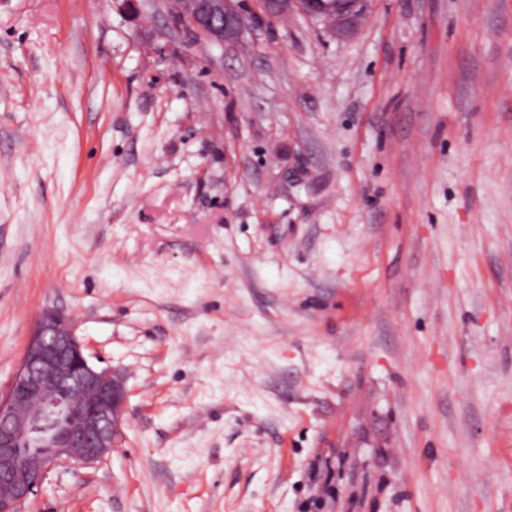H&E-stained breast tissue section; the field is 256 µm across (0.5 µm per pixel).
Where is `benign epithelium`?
Here are the masks:
<instances>
[{
	"mask_svg": "<svg viewBox=\"0 0 512 512\" xmlns=\"http://www.w3.org/2000/svg\"><path fill=\"white\" fill-rule=\"evenodd\" d=\"M258 8L266 20L304 13L338 38L354 34L366 15L365 0H258ZM176 18L219 44L241 41L255 21L236 0H181ZM126 399L120 377L88 360L75 321L41 311L0 397V512H16L50 470L112 453Z\"/></svg>",
	"mask_w": 512,
	"mask_h": 512,
	"instance_id": "benign-epithelium-1",
	"label": "benign epithelium"
}]
</instances>
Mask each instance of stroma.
I'll list each match as a JSON object with an SVG mask.
<instances>
[{
  "instance_id": "obj_1",
  "label": "stroma",
  "mask_w": 512,
  "mask_h": 512,
  "mask_svg": "<svg viewBox=\"0 0 512 512\" xmlns=\"http://www.w3.org/2000/svg\"><path fill=\"white\" fill-rule=\"evenodd\" d=\"M0 0V394L37 315L128 390L18 512H512V0ZM176 18L212 42L237 43L249 33L255 17L239 11L235 0H183ZM366 0H258L260 16L277 20L294 13L306 14L319 21L333 36L354 34L366 15Z\"/></svg>"
}]
</instances>
